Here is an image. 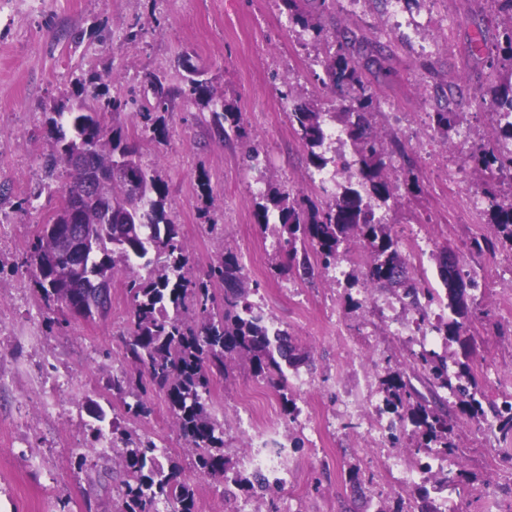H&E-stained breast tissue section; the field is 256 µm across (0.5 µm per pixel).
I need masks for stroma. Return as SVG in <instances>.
<instances>
[{
	"instance_id": "stroma-1",
	"label": "stroma",
	"mask_w": 512,
	"mask_h": 512,
	"mask_svg": "<svg viewBox=\"0 0 512 512\" xmlns=\"http://www.w3.org/2000/svg\"><path fill=\"white\" fill-rule=\"evenodd\" d=\"M328 30L346 29L387 44L386 73L374 84L372 131L405 145L395 158L394 198L384 207L400 242L428 240L424 273L440 280L433 253L452 252L476 282L469 289L472 318L466 343L438 338L449 361L467 358L484 402L512 394V249L475 254L473 239L495 236L481 193L484 177L471 154L494 139L492 117L474 99L461 101L460 123L448 135L421 126L434 109L428 85L464 79L486 92L497 78L471 40L484 24L488 45L500 30L488 24L490 0H308ZM318 50L311 33L292 24L281 0H0V512H123L119 456L93 444L90 410L101 406L132 439H151L162 463L173 462L193 486L196 512H420L437 507L434 482L398 487L384 465L390 446L368 433L371 413L344 404H382V381L398 370L418 391L427 385L413 367L418 339L389 333L377 302L392 298L348 261L307 278L289 269L277 225L262 226L256 204L268 190L311 192L307 151L288 122L281 93L330 100L314 79ZM194 65L224 104L239 112L241 135L219 139L210 114L188 103L186 65ZM109 95L147 105L151 83L176 91L165 113L166 135L141 131L132 112L119 118L141 165L167 186V212L189 251L188 272L206 279L218 255H237L258 290L251 302L305 353L297 369L307 386L277 388L239 365L210 379L208 403L224 424L223 451L242 471L244 445H283L284 490L258 501L242 488L201 475L164 395L148 393L145 413L127 414L130 390L107 389L128 373L122 335L131 299L123 276L112 282L107 318L56 323L25 263L41 224L58 205L64 171L46 180L52 150L47 119L72 100L89 77ZM257 149L259 160L243 158ZM211 199H202L201 175ZM52 194H45L44 185ZM292 399L295 412L284 409ZM451 440L461 451L449 462L455 481L448 497L467 512H512V437L489 433L486 421L456 416Z\"/></svg>"
}]
</instances>
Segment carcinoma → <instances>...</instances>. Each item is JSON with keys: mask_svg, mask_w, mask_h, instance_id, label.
<instances>
[{"mask_svg": "<svg viewBox=\"0 0 512 512\" xmlns=\"http://www.w3.org/2000/svg\"><path fill=\"white\" fill-rule=\"evenodd\" d=\"M292 23L312 33L322 45L320 64L323 74L315 80L324 88L347 90L349 107L333 114L316 102L298 103L289 92L291 127L307 149L309 161L320 172L336 165V156L328 155L325 117L339 122L352 147L345 180L329 188L319 186L326 200L293 191H273L258 206L257 223L268 225L277 215L279 237L296 270L305 277L314 275L308 250L324 269L336 263L341 250L353 245L363 254L367 277L381 288H400L420 320L427 318L431 305L439 302L453 318L438 323L434 329L448 341L460 342L471 309L465 291L459 261L448 265V251L434 255L443 291L414 280L408 262L399 251L392 225L376 212L393 196L388 177L392 150L378 137L368 134L375 110L370 77L382 71V43L375 41L361 63L358 37L338 31L324 35L321 17L302 9V0H282ZM493 10L502 17V42L496 52H488L482 29H477L475 50L487 53L492 68L506 71L500 83L491 87L489 108L493 112L512 113V0H492ZM437 100L445 105L429 115L435 131L448 135L456 126V103L439 87L433 88ZM177 92L156 83L154 101L134 113L141 126L157 136L165 135L162 113L173 110ZM189 99L200 109L212 112L216 134L227 136V128H239L240 114L229 108L218 112L211 87L204 79L190 83ZM134 100L104 97L98 90L81 89L71 106L58 107L50 119L54 146L45 160L48 176L62 166L69 182L68 198L81 197L94 186L97 203L84 205L73 220H67L65 205L55 208L41 225L25 263L33 267L36 284L44 299L67 314V307L79 303L87 318H106L109 297L101 290L110 288L118 274L124 275L132 307L124 337L125 361L146 377L141 393L155 391L165 395L176 425L191 447L199 450L195 461L198 472L211 477H228L229 460L221 452L224 429L206 407L210 376L228 372L230 362L240 360L261 377L286 379V371L306 360V356L288 340V331L275 325L248 300L250 289L243 281L238 258L230 252L221 254L210 266L209 278L224 284V300H217L208 283L196 282L186 275L188 248L180 239L177 225L166 211L167 189L159 176L143 168L135 149L119 124L108 117L126 112ZM129 158L130 175L110 180L109 172L118 156ZM472 162L490 178L512 177V155L498 149V142L486 145L472 156ZM484 194L488 202L489 223L503 242L512 246V198L505 199L491 187ZM78 235L87 229L93 241L85 250L59 247L58 238L47 234L50 225ZM413 364L430 385V396L391 373L384 380L386 402L397 414L398 426L390 436L391 447L402 445L405 422L426 439L417 450H433L445 455L455 447L448 439V401L438 390L449 391L462 412L471 419L486 416L477 398L478 382L469 364L455 363L448 369V358L435 352L413 355ZM502 437L512 436V397L489 404ZM157 445L147 439L128 441L121 458L125 470L122 481L124 512H157V504L171 506V512H196L195 492L191 485L177 480V467L159 463ZM237 485L247 483L257 499L273 497L282 486L267 482L254 471L251 478H234Z\"/></svg>", "mask_w": 512, "mask_h": 512, "instance_id": "obj_1", "label": "carcinoma"}]
</instances>
